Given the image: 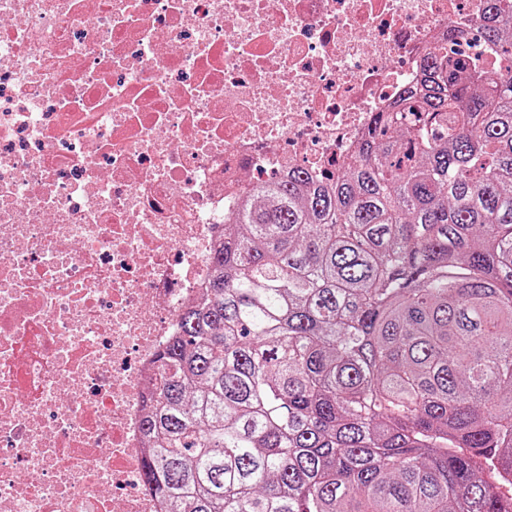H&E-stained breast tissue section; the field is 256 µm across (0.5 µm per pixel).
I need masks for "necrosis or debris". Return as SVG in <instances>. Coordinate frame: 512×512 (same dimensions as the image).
Segmentation results:
<instances>
[{"label":"necrosis or debris","mask_w":512,"mask_h":512,"mask_svg":"<svg viewBox=\"0 0 512 512\" xmlns=\"http://www.w3.org/2000/svg\"><path fill=\"white\" fill-rule=\"evenodd\" d=\"M484 0H0V512H162L157 355L256 177L334 180Z\"/></svg>","instance_id":"obj_1"}]
</instances>
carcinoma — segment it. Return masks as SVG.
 Instances as JSON below:
<instances>
[{
  "instance_id": "obj_1",
  "label": "carcinoma",
  "mask_w": 512,
  "mask_h": 512,
  "mask_svg": "<svg viewBox=\"0 0 512 512\" xmlns=\"http://www.w3.org/2000/svg\"><path fill=\"white\" fill-rule=\"evenodd\" d=\"M444 45L332 182L270 176L158 355L169 512H512V0Z\"/></svg>"
}]
</instances>
